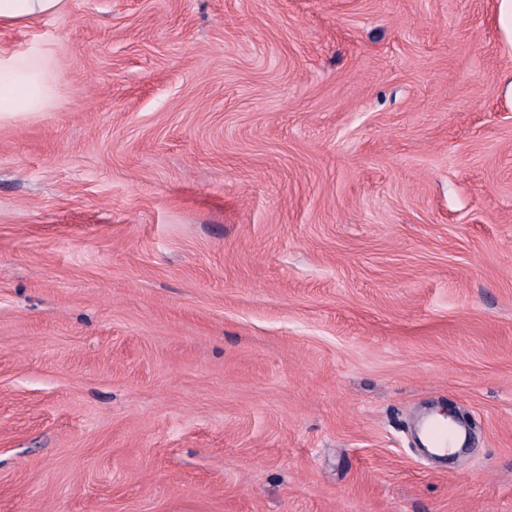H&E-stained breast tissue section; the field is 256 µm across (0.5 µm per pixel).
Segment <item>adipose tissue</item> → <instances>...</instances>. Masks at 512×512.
Here are the masks:
<instances>
[{
    "label": "adipose tissue",
    "mask_w": 512,
    "mask_h": 512,
    "mask_svg": "<svg viewBox=\"0 0 512 512\" xmlns=\"http://www.w3.org/2000/svg\"><path fill=\"white\" fill-rule=\"evenodd\" d=\"M63 0H0V27L31 23L60 10ZM49 50L0 55V119L41 110L51 75Z\"/></svg>",
    "instance_id": "adipose-tissue-1"
}]
</instances>
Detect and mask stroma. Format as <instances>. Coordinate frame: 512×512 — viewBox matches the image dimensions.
Wrapping results in <instances>:
<instances>
[{
    "label": "stroma",
    "mask_w": 512,
    "mask_h": 512,
    "mask_svg": "<svg viewBox=\"0 0 512 512\" xmlns=\"http://www.w3.org/2000/svg\"><path fill=\"white\" fill-rule=\"evenodd\" d=\"M0 122V512H512L499 0H65ZM473 439L419 454L422 413ZM48 49L0 55V119L41 110L51 75Z\"/></svg>",
    "instance_id": "35a3bbf8"
}]
</instances>
